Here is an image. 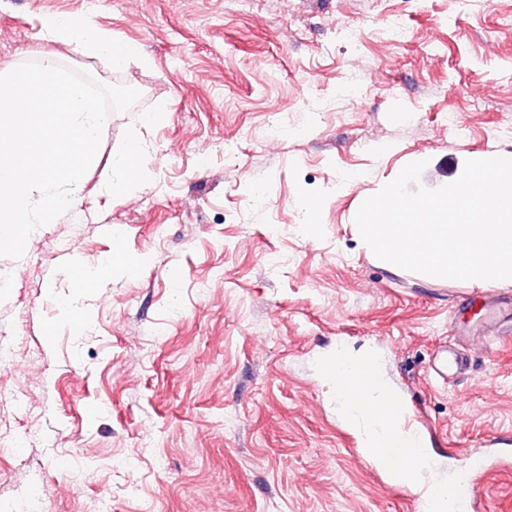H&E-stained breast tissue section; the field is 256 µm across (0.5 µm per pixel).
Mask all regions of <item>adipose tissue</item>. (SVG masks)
<instances>
[{"mask_svg": "<svg viewBox=\"0 0 512 512\" xmlns=\"http://www.w3.org/2000/svg\"><path fill=\"white\" fill-rule=\"evenodd\" d=\"M40 26L45 39L67 44L85 56L107 57L117 67L124 65L136 53L131 44L112 37L91 23L79 24L67 16H44ZM396 400V394L377 376L372 381L368 406L363 409L345 407L341 413L354 427L368 430L369 435L364 440L368 456L373 459L398 457L403 465L392 471V479L416 489L427 478L429 455L425 449L410 445L404 426L406 409L397 405Z\"/></svg>", "mask_w": 512, "mask_h": 512, "instance_id": "1", "label": "adipose tissue"}]
</instances>
